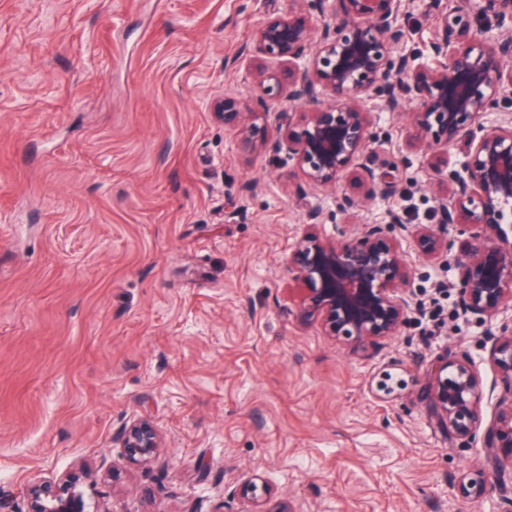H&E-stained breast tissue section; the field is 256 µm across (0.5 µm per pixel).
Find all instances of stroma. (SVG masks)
<instances>
[{"mask_svg":"<svg viewBox=\"0 0 512 512\" xmlns=\"http://www.w3.org/2000/svg\"><path fill=\"white\" fill-rule=\"evenodd\" d=\"M288 0H0V501L79 464L92 512H258L265 483L295 512H503L486 449L454 436L423 383L446 351L479 379L483 423L512 405L491 324L454 287L467 239L443 257L403 248L421 304L398 336L355 353L296 317L288 257L337 236L336 198L362 201L346 230L398 213L438 220L436 168L461 148L407 144L377 95L387 196L352 176L309 184L287 151L244 152L215 120L224 95L259 112L255 31ZM432 0L402 18L399 51L429 55ZM235 67H226L228 58ZM323 212L306 224L308 208ZM235 212L225 221L226 212ZM150 421L158 460L128 462L126 426Z\"/></svg>","mask_w":512,"mask_h":512,"instance_id":"35a3bbf8","label":"stroma"}]
</instances>
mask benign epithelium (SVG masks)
<instances>
[{"label": "benign epithelium", "instance_id": "7a95c632", "mask_svg": "<svg viewBox=\"0 0 512 512\" xmlns=\"http://www.w3.org/2000/svg\"><path fill=\"white\" fill-rule=\"evenodd\" d=\"M283 15L265 22L254 37V51L277 60L276 71H260L268 96H285L288 105L311 107L302 128H285L268 138L269 113L255 112L231 97L210 103L214 117L232 128L244 150L283 147L295 157L305 179L334 186L351 170L366 196L388 195L393 185L377 180L367 148L375 140V119L363 105L371 91L390 112L410 115L413 147H463L458 173L443 174L447 192L438 196V225L411 230L400 216L372 224L343 241L314 233L294 247L288 266L304 287L297 307L301 319L317 318L324 333L349 341L356 350L397 335L410 322L417 302L402 241L413 237L425 256L446 255L453 228L472 239L457 261V288L464 312L494 321L512 302V0H437L438 31L431 51L439 64L395 52L403 39L399 18L412 13L415 0H331L330 21L316 28L305 4L290 0ZM496 114L492 124L487 117ZM361 201L336 198V212H357ZM490 357L512 392V324L490 336ZM477 373L464 354L439 358L426 376L431 408L447 418L458 438L481 439L493 454L512 457V414L480 429ZM126 458L149 464L160 452L153 426L140 421L121 432ZM95 480L85 471L48 480L31 490L32 512H88L83 486ZM263 512H291L270 505L265 485L249 483Z\"/></svg>", "mask_w": 512, "mask_h": 512}]
</instances>
